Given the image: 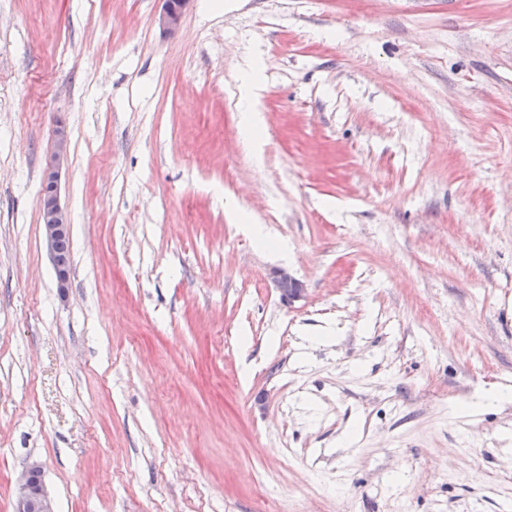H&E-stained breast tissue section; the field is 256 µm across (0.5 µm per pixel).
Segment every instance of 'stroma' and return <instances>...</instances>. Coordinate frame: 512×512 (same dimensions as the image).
<instances>
[{
	"instance_id": "1",
	"label": "stroma",
	"mask_w": 512,
	"mask_h": 512,
	"mask_svg": "<svg viewBox=\"0 0 512 512\" xmlns=\"http://www.w3.org/2000/svg\"><path fill=\"white\" fill-rule=\"evenodd\" d=\"M162 5L0 0V512H512V0ZM190 0H163L162 11L158 15V26L165 33H174L181 26ZM261 64L258 60L252 61L249 66L250 79L245 84L248 89V100L243 114L242 134L243 140L249 146L257 143L260 130L263 128L260 110L257 108L259 99L264 91L260 83ZM68 151V130L64 124L58 123L54 130V150L42 176L39 208L45 246L52 258L58 288L62 293L68 288L70 266L59 261V253L62 259L68 263L71 261L70 238H66L70 235L71 218L62 204L60 188L62 170L68 162ZM273 282L280 300L288 306H292L305 297L304 284L284 270L276 272ZM16 512H55L43 484L42 468L31 463L21 475L16 488Z\"/></svg>"
}]
</instances>
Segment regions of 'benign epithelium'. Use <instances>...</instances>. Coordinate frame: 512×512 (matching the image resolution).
I'll return each instance as SVG.
<instances>
[{
	"instance_id": "benign-epithelium-1",
	"label": "benign epithelium",
	"mask_w": 512,
	"mask_h": 512,
	"mask_svg": "<svg viewBox=\"0 0 512 512\" xmlns=\"http://www.w3.org/2000/svg\"><path fill=\"white\" fill-rule=\"evenodd\" d=\"M190 0H163L158 15V26L165 33L179 29ZM69 134L62 123L54 130V150L44 169L39 195V208L44 242L52 258L58 288L66 292L70 280V266L59 261V243L70 235L71 218L61 201L60 180L68 162ZM274 286L280 300L292 305L305 297L304 284L284 270L276 272ZM15 512H55L53 502L43 484L42 468L30 464L21 475L16 488Z\"/></svg>"
}]
</instances>
